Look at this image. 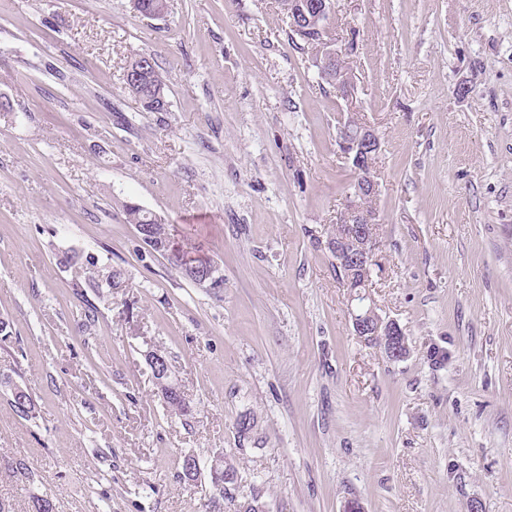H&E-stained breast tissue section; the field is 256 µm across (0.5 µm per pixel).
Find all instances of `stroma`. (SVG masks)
Returning a JSON list of instances; mask_svg holds the SVG:
<instances>
[{"label": "stroma", "mask_w": 512, "mask_h": 512, "mask_svg": "<svg viewBox=\"0 0 512 512\" xmlns=\"http://www.w3.org/2000/svg\"><path fill=\"white\" fill-rule=\"evenodd\" d=\"M331 37L356 45L350 104L277 0H170L159 20L129 0H0L12 512L45 491L55 512H204L178 462L219 451L235 502L270 512H512V0H335ZM138 54L168 111L124 89ZM350 108L381 140L370 295L402 360L355 335L324 247L355 180L337 144ZM127 202L165 219L172 249L199 244L223 287L183 279ZM113 268L124 287L89 288ZM151 348L191 415L166 408ZM137 60L144 61L146 63L149 60L152 62V64L147 63V66L150 68V80L141 86L132 85L129 80L139 84L141 76L144 75V72L146 71V63H141V68L136 67L134 69H130L127 77V70L129 66L132 62ZM122 82L124 87L139 99L146 111L165 112L161 107L160 100L157 98L158 95L164 98L165 104L167 105L166 111L168 110L169 102L166 80L162 73L157 69L155 62L150 56L138 55L132 58L124 68Z\"/></svg>", "instance_id": "obj_1"}]
</instances>
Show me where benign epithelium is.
I'll return each instance as SVG.
<instances>
[{"instance_id": "benign-epithelium-1", "label": "benign epithelium", "mask_w": 512, "mask_h": 512, "mask_svg": "<svg viewBox=\"0 0 512 512\" xmlns=\"http://www.w3.org/2000/svg\"><path fill=\"white\" fill-rule=\"evenodd\" d=\"M334 8V0H314L312 3L309 0H288V25L305 35V39H314L315 64L320 79L334 88L337 97L349 103L355 97L356 83L345 58L354 51V47L338 49L332 44L329 31ZM338 146L351 164L356 178L349 195L347 213L336 224V242L326 243V248L345 284L354 290L351 301L357 307L353 317L355 335L368 336L378 342L389 358L403 359L409 350L401 328L392 320H383L368 304L378 234L373 211L363 202L378 195L379 184L372 158L379 153L380 138L371 125L350 116L339 129ZM199 270L200 284L209 288L223 287L218 266L209 263Z\"/></svg>"}]
</instances>
